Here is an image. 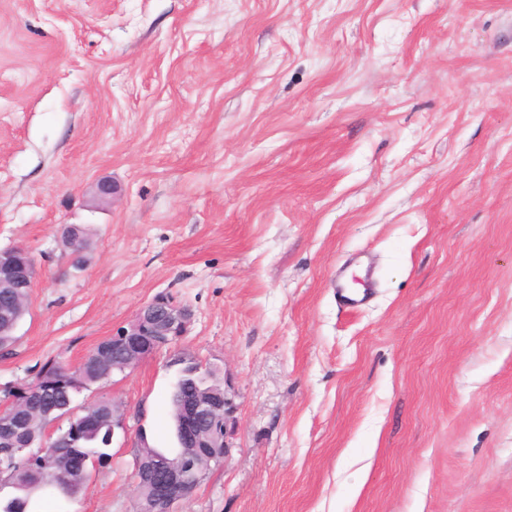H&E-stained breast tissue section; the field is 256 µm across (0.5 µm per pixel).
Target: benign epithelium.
<instances>
[{
	"label": "benign epithelium",
	"instance_id": "benign-epithelium-1",
	"mask_svg": "<svg viewBox=\"0 0 512 512\" xmlns=\"http://www.w3.org/2000/svg\"><path fill=\"white\" fill-rule=\"evenodd\" d=\"M36 269L27 250L15 247L0 251V288H33ZM193 313L167 296H157L143 305L131 322L112 334V350L124 355L120 371L130 370L142 360L171 347L187 332ZM180 433L187 445L175 460L165 459L144 480L158 509L173 512V506L198 486L207 471L202 461L218 467L224 463L229 437L235 427L234 406L226 387L198 390L180 406Z\"/></svg>",
	"mask_w": 512,
	"mask_h": 512
}]
</instances>
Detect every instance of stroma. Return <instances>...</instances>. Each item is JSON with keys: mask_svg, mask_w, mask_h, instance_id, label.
<instances>
[{"mask_svg": "<svg viewBox=\"0 0 512 512\" xmlns=\"http://www.w3.org/2000/svg\"><path fill=\"white\" fill-rule=\"evenodd\" d=\"M17 246L37 276L0 389L157 295L193 313L77 394L126 427L69 512H135L176 356L220 370L236 428L174 512H512V0H0Z\"/></svg>", "mask_w": 512, "mask_h": 512, "instance_id": "1", "label": "stroma"}]
</instances>
